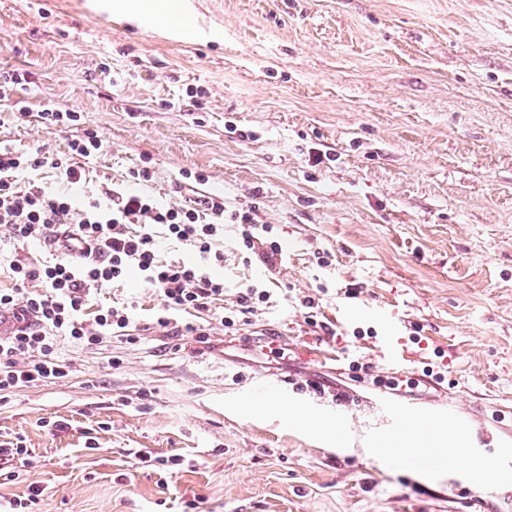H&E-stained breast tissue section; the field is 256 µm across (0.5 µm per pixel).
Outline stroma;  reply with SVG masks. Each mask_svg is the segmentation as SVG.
Masks as SVG:
<instances>
[{"label": "stroma", "mask_w": 512, "mask_h": 512, "mask_svg": "<svg viewBox=\"0 0 512 512\" xmlns=\"http://www.w3.org/2000/svg\"><path fill=\"white\" fill-rule=\"evenodd\" d=\"M183 3L193 24L176 32L111 0H0V148L64 156L96 133L78 205L108 188L256 206L281 265L244 264L228 224L219 274L263 281L273 304L201 354L149 328L158 298L142 279L103 289V304L136 301L140 339L61 342L71 376L0 404V436L35 459L0 499L34 482L42 512H512V497L480 494L464 453L451 474L409 469L362 440L390 402L480 417L485 462L512 448V0ZM68 111L77 124L42 119ZM141 167L149 180L133 179ZM322 285L332 336L295 303ZM354 361L420 385L364 387ZM428 368L444 381L423 383ZM304 379L350 383L351 399L296 389Z\"/></svg>", "instance_id": "1"}]
</instances>
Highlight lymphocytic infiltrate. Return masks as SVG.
<instances>
[{"instance_id": "1", "label": "lymphocytic infiltrate", "mask_w": 512, "mask_h": 512, "mask_svg": "<svg viewBox=\"0 0 512 512\" xmlns=\"http://www.w3.org/2000/svg\"><path fill=\"white\" fill-rule=\"evenodd\" d=\"M89 133L72 140L70 160L0 149V312L12 316L0 334V401L47 382L67 379L69 362L58 354L60 341L92 348L117 337L133 342V303L94 306L103 288L138 272L160 301L154 318L167 335L208 343L215 331L236 330L243 315L258 314L270 292L251 284L228 292L211 267L224 263L216 247L225 220L242 226L241 249L275 270L282 248L273 227L257 223L254 210L224 213V198L213 195L187 204L158 206L149 197L112 192L108 203L91 197L75 207L62 193L36 182L15 180L24 168L50 166L62 181L82 180L79 159L99 151ZM191 249L196 261L162 259L159 238ZM40 246L45 259L31 260L26 250Z\"/></svg>"}]
</instances>
